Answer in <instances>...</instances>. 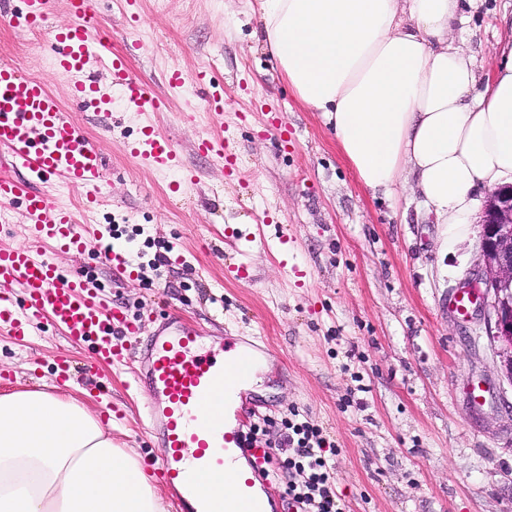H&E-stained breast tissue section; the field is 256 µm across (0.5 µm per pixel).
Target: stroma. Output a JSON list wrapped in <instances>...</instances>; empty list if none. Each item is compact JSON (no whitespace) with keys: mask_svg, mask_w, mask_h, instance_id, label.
Here are the masks:
<instances>
[{"mask_svg":"<svg viewBox=\"0 0 512 512\" xmlns=\"http://www.w3.org/2000/svg\"><path fill=\"white\" fill-rule=\"evenodd\" d=\"M114 53L128 73L172 101L169 111L141 112L111 74L89 66L112 98L109 113L71 102L73 76L50 68L46 33L21 31L0 18V61L42 80L106 161L97 210L78 189L56 180L54 198L94 225L99 247L58 251L67 275L83 274L111 294L149 336L170 311L196 323L203 338L259 336L269 353L251 382L262 405L259 447L288 456L283 423L291 411L322 428L335 446L331 477L346 512H512V381L488 338V317L460 321L448 296L476 277L480 236L443 246V227L410 190L372 196L344 158L321 113L305 108L258 39V0H140V24L127 28L123 0H97ZM512 0H461L452 38L493 74L506 30L495 18ZM212 69L224 85V124L235 136L240 174L199 155L213 122L205 93L192 83L170 89L166 75ZM288 127L280 137L273 117ZM151 123L173 140L197 183L171 195L176 174L127 155L124 142ZM254 235L236 251L226 228ZM288 233L293 242L280 247ZM122 244L138 275L115 281L99 249ZM179 245L182 260L157 265ZM223 257H216V250ZM246 261L251 282L226 279L224 266ZM303 278L285 274V267ZM76 368L64 386L146 471L162 450L144 433V391L130 386L139 359L111 366L87 347H72L48 328L19 342L0 332V395L55 385L60 357ZM484 399L473 403L472 385Z\"/></svg>","mask_w":512,"mask_h":512,"instance_id":"stroma-1","label":"stroma"}]
</instances>
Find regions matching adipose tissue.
Returning <instances> with one entry per match:
<instances>
[{
  "label": "adipose tissue",
  "instance_id": "1",
  "mask_svg": "<svg viewBox=\"0 0 512 512\" xmlns=\"http://www.w3.org/2000/svg\"><path fill=\"white\" fill-rule=\"evenodd\" d=\"M262 42L323 113L360 183L391 195L412 174L454 243L479 191L512 182V39L483 91L450 39L458 0H259ZM0 512H163L136 455L52 390L0 395Z\"/></svg>",
  "mask_w": 512,
  "mask_h": 512
}]
</instances>
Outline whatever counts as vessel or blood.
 I'll list each match as a JSON object with an SVG mask.
<instances>
[{
    "label": "vessel or blood",
    "instance_id": "obj_1",
    "mask_svg": "<svg viewBox=\"0 0 512 512\" xmlns=\"http://www.w3.org/2000/svg\"><path fill=\"white\" fill-rule=\"evenodd\" d=\"M12 0H0V16L20 29H45L54 48L57 71L82 72L96 63L111 72L124 96L143 112L166 107L152 87L130 78L123 60L109 49L99 13L92 0H67L69 26L50 28L54 0H26L28 8L13 11ZM194 84L207 92L215 115L224 110V88L209 69L198 70ZM183 73L170 71L167 83L185 84ZM229 131L201 138L200 150L223 166L228 176L239 173V155ZM0 203L23 200L25 238L22 244L0 246V331L21 339L47 324L74 345L91 346L96 360L123 363L124 338L138 335L139 326L113 307L111 298L80 275L63 274L48 254L49 247L84 250L97 236L90 225L77 223L73 211L55 204L41 190L42 182L60 176L83 193L85 207L101 201L105 164L101 153L83 136L73 119L41 80L0 63ZM131 155L158 168L177 167L173 142L153 125L141 127L127 142ZM28 180H20L18 170ZM102 257L117 277L132 276L125 249L107 247ZM475 297L458 290L448 297V310L467 318ZM265 350L256 338H223L204 347L199 328L169 314L142 344L140 370L133 385L145 388L143 423L158 439L163 454L156 474L170 495L172 512H299L270 493L271 480L262 467L265 449L250 446L244 429L259 404L248 389L250 369ZM200 473L227 475L233 484L229 498L202 493Z\"/></svg>",
    "mask_w": 512,
    "mask_h": 512
}]
</instances>
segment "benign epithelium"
Returning <instances> with one entry per match:
<instances>
[{
  "label": "benign epithelium",
  "instance_id": "benign-epithelium-1",
  "mask_svg": "<svg viewBox=\"0 0 512 512\" xmlns=\"http://www.w3.org/2000/svg\"><path fill=\"white\" fill-rule=\"evenodd\" d=\"M484 291L477 311L489 309L493 341L500 346L506 376L512 380V185L492 191L481 220Z\"/></svg>",
  "mask_w": 512,
  "mask_h": 512
}]
</instances>
